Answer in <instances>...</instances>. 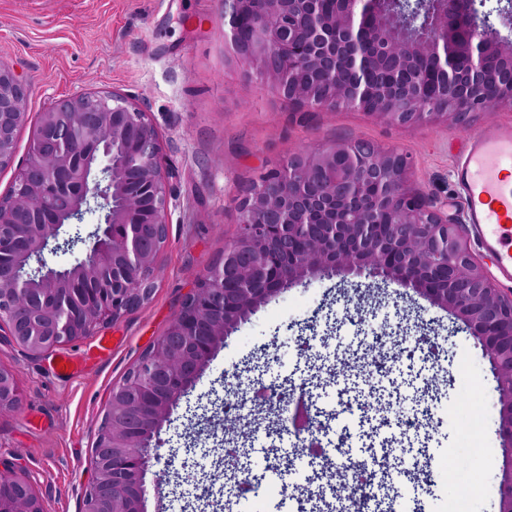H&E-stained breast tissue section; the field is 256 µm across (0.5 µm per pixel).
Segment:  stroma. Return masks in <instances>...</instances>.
<instances>
[{"label": "stroma", "mask_w": 512, "mask_h": 512, "mask_svg": "<svg viewBox=\"0 0 512 512\" xmlns=\"http://www.w3.org/2000/svg\"><path fill=\"white\" fill-rule=\"evenodd\" d=\"M224 0H0V63L21 72L30 93L26 110L37 119L52 102L79 91L118 92L140 105L162 135L169 172L168 243L151 299L93 335L29 357L0 335V367L12 370L19 406L0 413V463L27 479L44 512H80L91 479V451L105 405L140 356L163 333L183 296L218 261L238 229L237 198L309 145L366 139L410 156L420 191L465 218L455 177L471 136L487 125L512 127V111L473 116L467 127L448 124L405 129L354 110L289 106L237 60L224 36ZM362 276L333 275L271 298L229 337L190 391L196 400L233 381L242 361L259 348L274 355L264 377L281 368L305 372L296 338L311 317L343 318L341 288L368 285ZM380 305L357 326L338 328L315 349L327 358L372 336L379 323L423 319L446 339L440 370L398 356L380 385L396 382L403 396L388 413L379 438L398 435L399 419L412 416L414 388L436 378L438 423L428 433L429 466L455 456L472 493L462 512H498V486L508 462L497 430V381L481 347L448 311L423 296L382 283ZM69 356L73 370L58 377L55 362ZM482 413L484 450L475 454L464 434L468 411ZM388 475L422 512H448L455 490L445 480L412 483L397 469Z\"/></svg>", "instance_id": "1"}]
</instances>
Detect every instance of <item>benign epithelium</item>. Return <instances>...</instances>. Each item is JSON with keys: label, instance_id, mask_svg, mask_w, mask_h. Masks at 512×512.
<instances>
[{"label": "benign epithelium", "instance_id": "benign-epithelium-1", "mask_svg": "<svg viewBox=\"0 0 512 512\" xmlns=\"http://www.w3.org/2000/svg\"><path fill=\"white\" fill-rule=\"evenodd\" d=\"M486 0H224L234 56L297 108L342 103L392 125L416 128L512 111V39L481 11ZM258 17L251 41L236 26ZM436 61L448 99L430 106L414 59ZM499 92H483L485 65ZM304 66L315 81L298 77ZM27 83L0 62V169L13 164L27 120ZM131 142L121 169L109 145ZM400 151L363 140L302 150L266 172L240 197L239 232L184 298L133 374L112 389L105 427L92 451V479L80 512H145V476L160 460L163 424L227 337L270 298L325 274L382 277L450 312L476 340L497 380L498 436L512 458V292L490 279L467 246V225L448 220L411 179ZM167 170L150 114L116 92H76L39 114L9 193L0 196V330L28 355L93 334L147 302L168 239ZM103 220L82 236L85 214ZM88 244L69 268L47 266L44 251ZM369 380L374 361L352 365ZM294 394L259 403L281 416ZM20 401L15 375L0 367V412ZM237 446L225 460L230 496L252 484ZM499 512H512V471L498 487ZM0 512H43L30 484L0 468Z\"/></svg>", "mask_w": 512, "mask_h": 512}]
</instances>
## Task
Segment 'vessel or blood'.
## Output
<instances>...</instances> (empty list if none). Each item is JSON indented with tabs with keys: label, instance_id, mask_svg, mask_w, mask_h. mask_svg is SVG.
I'll return each mask as SVG.
<instances>
[{
	"label": "vessel or blood",
	"instance_id": "1",
	"mask_svg": "<svg viewBox=\"0 0 512 512\" xmlns=\"http://www.w3.org/2000/svg\"><path fill=\"white\" fill-rule=\"evenodd\" d=\"M512 128L492 125L469 142V151L456 171L466 199V219L483 249L501 271L512 272Z\"/></svg>",
	"mask_w": 512,
	"mask_h": 512
}]
</instances>
